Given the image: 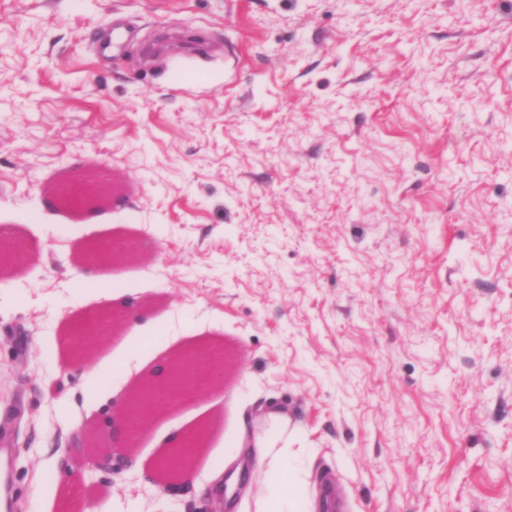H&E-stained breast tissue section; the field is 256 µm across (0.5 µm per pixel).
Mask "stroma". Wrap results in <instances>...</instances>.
<instances>
[{"instance_id": "35a3bbf8", "label": "stroma", "mask_w": 512, "mask_h": 512, "mask_svg": "<svg viewBox=\"0 0 512 512\" xmlns=\"http://www.w3.org/2000/svg\"><path fill=\"white\" fill-rule=\"evenodd\" d=\"M76 176L124 189L47 205ZM112 240L139 259L76 263ZM0 242V512H210L153 483L166 440L204 428L202 476L265 405L302 503L512 512V0H0ZM201 344L223 383L74 482V436ZM110 322V316L102 312L87 314L76 321L68 334L72 351L83 355L89 351Z\"/></svg>"}]
</instances>
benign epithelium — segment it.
<instances>
[{
  "label": "benign epithelium",
  "mask_w": 512,
  "mask_h": 512,
  "mask_svg": "<svg viewBox=\"0 0 512 512\" xmlns=\"http://www.w3.org/2000/svg\"><path fill=\"white\" fill-rule=\"evenodd\" d=\"M112 198V190L106 184L86 185L77 180L60 188L51 197L55 204L82 210L88 205H95L101 200ZM91 261L125 259L134 255L130 247L112 246L107 248L102 243L91 244L86 251ZM110 322V316L102 312L90 313L76 321L68 334L72 351L83 355L89 351ZM222 356L211 350L195 349L183 353L167 371L161 380L149 378L137 391L124 399L118 409L112 412V424L122 423L129 430L135 429L149 420L151 415L162 405L174 402L177 397H188L204 387L207 382L218 378L217 368ZM201 433L187 435L181 445L167 449L155 463L158 489L165 494H173L180 487V473L194 460L200 449ZM117 448L104 451L85 439L81 443L84 470L79 478L99 469H112V462Z\"/></svg>",
  "instance_id": "benign-epithelium-1"
}]
</instances>
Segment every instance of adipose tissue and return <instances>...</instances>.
<instances>
[{
    "label": "adipose tissue",
    "instance_id": "adipose-tissue-1",
    "mask_svg": "<svg viewBox=\"0 0 512 512\" xmlns=\"http://www.w3.org/2000/svg\"><path fill=\"white\" fill-rule=\"evenodd\" d=\"M295 433L287 410L275 407L235 436L234 447L262 485L258 491L249 484L240 489L241 498L252 501L254 512H300L297 489L303 466L288 448Z\"/></svg>",
    "mask_w": 512,
    "mask_h": 512
}]
</instances>
